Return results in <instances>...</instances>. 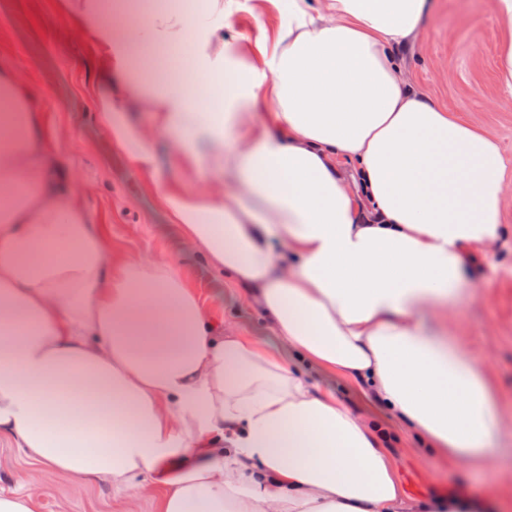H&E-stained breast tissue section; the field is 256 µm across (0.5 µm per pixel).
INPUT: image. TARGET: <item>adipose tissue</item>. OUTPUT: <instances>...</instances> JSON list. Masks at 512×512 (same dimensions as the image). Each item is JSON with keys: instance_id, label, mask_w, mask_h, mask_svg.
Here are the masks:
<instances>
[{"instance_id": "ef3b65f1", "label": "adipose tissue", "mask_w": 512, "mask_h": 512, "mask_svg": "<svg viewBox=\"0 0 512 512\" xmlns=\"http://www.w3.org/2000/svg\"><path fill=\"white\" fill-rule=\"evenodd\" d=\"M280 4L272 45L248 59L224 37V0L64 13L117 84L98 100L113 148L283 356L216 326L171 262L112 254L39 99L0 66V444L78 488L160 490L159 512H497L454 489L407 496L388 419L429 457L489 474L512 434L487 363L446 330L470 255L496 243L500 147L401 77L393 50L430 0ZM130 98L151 128L131 124ZM160 136L180 180L161 179ZM314 372L383 415L355 416Z\"/></svg>"}]
</instances>
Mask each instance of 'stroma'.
<instances>
[{
	"mask_svg": "<svg viewBox=\"0 0 512 512\" xmlns=\"http://www.w3.org/2000/svg\"><path fill=\"white\" fill-rule=\"evenodd\" d=\"M281 15L270 0H229L225 38H238L246 54L263 34H275ZM505 29L494 0H438L415 41L397 47L408 82L430 102L489 132L512 161V89L498 59ZM18 67L40 100L45 129L59 148V163L76 177L86 208L113 252L169 259L199 295L212 319L239 335L283 352L243 290L204 266L197 252L169 224L153 184L116 151L95 119L107 90L102 62L90 41L78 37L62 13V0H0V65ZM475 298L461 299L453 334L491 365L502 400L512 411V188L507 191L497 243L470 260ZM393 455L408 495L431 496L456 486L487 498L512 493V466L494 477L448 467L401 442ZM0 487L40 490L39 512H158L155 492L113 489L99 480L82 489L49 467L25 463L19 451L0 445Z\"/></svg>",
	"mask_w": 512,
	"mask_h": 512,
	"instance_id": "35a3bbf8",
	"label": "stroma"
}]
</instances>
